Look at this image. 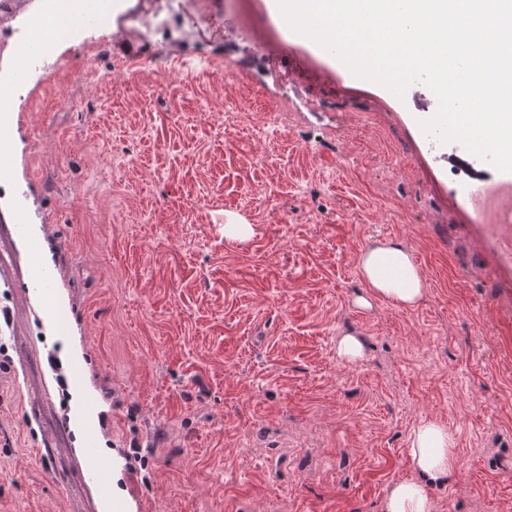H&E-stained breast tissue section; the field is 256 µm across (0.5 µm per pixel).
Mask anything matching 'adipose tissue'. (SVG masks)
Masks as SVG:
<instances>
[{
	"label": "adipose tissue",
	"instance_id": "adipose-tissue-1",
	"mask_svg": "<svg viewBox=\"0 0 512 512\" xmlns=\"http://www.w3.org/2000/svg\"><path fill=\"white\" fill-rule=\"evenodd\" d=\"M360 273L371 295L360 298L369 306L379 298L397 307L415 306L425 293L424 279L410 251L399 241L373 243L360 256ZM411 479L393 483L386 495L385 512H433L430 487L457 465L456 438L442 422L426 418L410 434Z\"/></svg>",
	"mask_w": 512,
	"mask_h": 512
}]
</instances>
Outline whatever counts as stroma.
<instances>
[{
    "label": "stroma",
    "mask_w": 512,
    "mask_h": 512,
    "mask_svg": "<svg viewBox=\"0 0 512 512\" xmlns=\"http://www.w3.org/2000/svg\"><path fill=\"white\" fill-rule=\"evenodd\" d=\"M180 28L88 23L23 81L0 188V512H384L425 418L459 458L437 512H512V172L472 158L484 191L461 193L464 147L419 126L431 90L354 76L267 0ZM19 190L68 314L55 351ZM230 213L249 239L225 236ZM386 238L425 279L412 308L357 303L359 255ZM55 354L83 367L110 495L85 479ZM336 356L346 364H355L364 358L362 341L352 334L340 336L336 342Z\"/></svg>",
    "instance_id": "obj_1"
}]
</instances>
